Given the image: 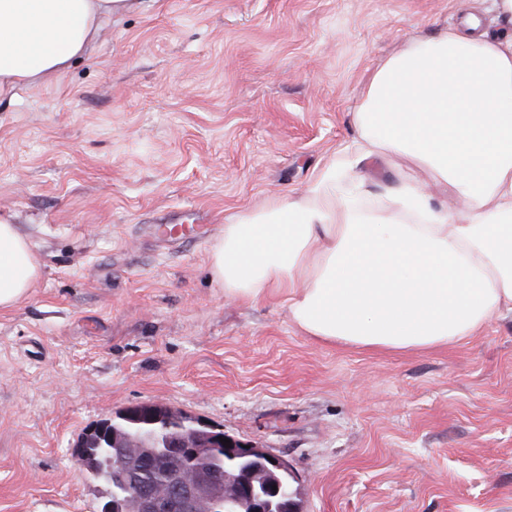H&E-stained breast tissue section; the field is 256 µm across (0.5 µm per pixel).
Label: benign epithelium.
<instances>
[{
  "label": "benign epithelium",
  "mask_w": 512,
  "mask_h": 512,
  "mask_svg": "<svg viewBox=\"0 0 512 512\" xmlns=\"http://www.w3.org/2000/svg\"><path fill=\"white\" fill-rule=\"evenodd\" d=\"M194 427L178 428L174 432L166 429L152 430L141 440L128 442L109 429L110 421L103 419L87 432L97 446L107 449V456L100 466L99 474L107 482H112V451L110 448H158L160 453L172 457L181 463L197 454L198 448H221V439L230 440L226 452L232 456L256 457L276 470L289 471L288 461L258 448L250 443L209 427L195 420ZM277 489H272V486ZM209 503L208 512H237V507L245 502L250 512H302L299 491L293 487H284L276 481L255 483V474L240 472L229 474L222 469H212L199 478L187 476L173 491L162 494L145 487L141 483L133 484L121 499H112L103 505V512H169L172 507L182 512H198L201 498Z\"/></svg>",
  "instance_id": "1"
}]
</instances>
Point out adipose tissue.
<instances>
[{
	"label": "adipose tissue",
	"instance_id": "1",
	"mask_svg": "<svg viewBox=\"0 0 512 512\" xmlns=\"http://www.w3.org/2000/svg\"><path fill=\"white\" fill-rule=\"evenodd\" d=\"M130 0H0V101L68 71ZM357 138L302 195L230 218L209 268L229 299L282 294L307 335L368 349H430L512 312V34L469 18L384 60L354 114ZM404 155L450 189L384 186L365 212V165ZM348 182L346 195L336 185ZM28 237L0 216V308L40 277Z\"/></svg>",
	"mask_w": 512,
	"mask_h": 512
}]
</instances>
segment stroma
<instances>
[{
  "instance_id": "1",
  "label": "stroma",
  "mask_w": 512,
  "mask_h": 512,
  "mask_svg": "<svg viewBox=\"0 0 512 512\" xmlns=\"http://www.w3.org/2000/svg\"><path fill=\"white\" fill-rule=\"evenodd\" d=\"M491 0H149L0 103V212L41 277L0 310V512H101L82 433L151 402L286 459L305 512H512V313L429 350L321 341L225 299L226 221L301 195L376 66ZM431 183L407 157L366 188ZM198 225V235L182 226Z\"/></svg>"
}]
</instances>
